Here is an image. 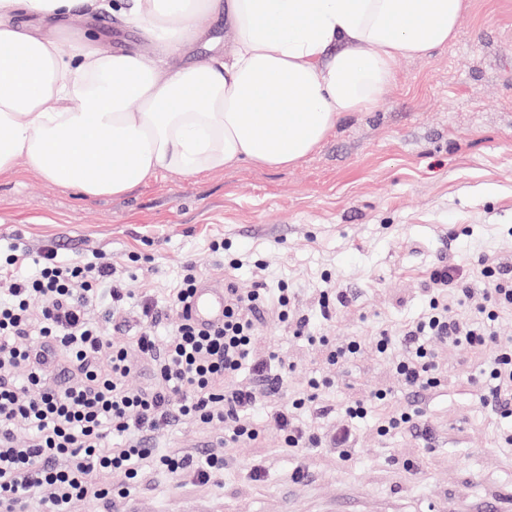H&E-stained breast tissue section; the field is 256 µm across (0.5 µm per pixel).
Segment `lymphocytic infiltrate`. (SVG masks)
I'll use <instances>...</instances> for the list:
<instances>
[{"instance_id":"lymphocytic-infiltrate-1","label":"lymphocytic infiltrate","mask_w":512,"mask_h":512,"mask_svg":"<svg viewBox=\"0 0 512 512\" xmlns=\"http://www.w3.org/2000/svg\"><path fill=\"white\" fill-rule=\"evenodd\" d=\"M26 258V250L15 246L0 264V512L123 498L147 469L214 482L224 472L223 455L168 451L157 437L173 424L192 422L223 424L228 447L257 440L250 414L287 370L282 356L253 355L263 310L275 311L293 335L322 347L328 365L345 366L364 347L357 336L340 342L312 336L308 318L285 288L270 296L260 286L243 292L227 284L223 325L198 327L187 314L198 284L191 266L169 296L179 322L165 343L155 338L163 309L151 301L140 305L134 332L116 338L112 332L126 313V292L110 261L100 255L63 263L48 250L37 256L33 272L15 274ZM479 274L485 288L476 304L473 289L454 265L434 270L422 316L402 331L407 347L394 364L395 374L406 393L418 397L441 386L437 345L483 352L486 359L474 383L485 390L494 415L512 422V337L497 333L500 321L512 313V274L486 259ZM452 301L469 307V317H449ZM136 355L150 365L153 380L132 392L125 381ZM246 366L254 381L243 387L238 377ZM321 387V380H310L308 392L271 412L285 448L326 442L347 456L357 422L370 416L383 436L430 433L418 409L394 405L385 392L345 402L336 428L315 432L298 412L312 407ZM20 426L29 432L27 441L14 434ZM115 474L125 479L116 488L110 483Z\"/></svg>"}]
</instances>
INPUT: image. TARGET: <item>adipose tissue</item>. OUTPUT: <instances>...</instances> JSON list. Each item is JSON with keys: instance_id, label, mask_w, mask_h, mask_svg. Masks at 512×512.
<instances>
[{"instance_id": "adipose-tissue-1", "label": "adipose tissue", "mask_w": 512, "mask_h": 512, "mask_svg": "<svg viewBox=\"0 0 512 512\" xmlns=\"http://www.w3.org/2000/svg\"><path fill=\"white\" fill-rule=\"evenodd\" d=\"M465 0H0V179L33 171L88 198L161 172L287 168L378 104L399 58L455 38ZM109 14L153 55L113 51ZM223 14L233 38L174 55ZM28 24H20L19 16Z\"/></svg>"}]
</instances>
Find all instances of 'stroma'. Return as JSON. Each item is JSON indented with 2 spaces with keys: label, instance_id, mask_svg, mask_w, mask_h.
<instances>
[{
  "label": "stroma",
  "instance_id": "obj_1",
  "mask_svg": "<svg viewBox=\"0 0 512 512\" xmlns=\"http://www.w3.org/2000/svg\"><path fill=\"white\" fill-rule=\"evenodd\" d=\"M466 4L452 43L399 59L377 107L347 115L296 165L164 172L100 198L33 173L4 179L0 251L20 243L55 250L65 263L103 253L133 299L161 304L189 264L202 282L285 284L317 335L338 341L416 319L440 261L470 281L482 255L512 272V0ZM331 285L343 301L325 323L318 300ZM273 351L290 368L280 393L253 413L264 439L225 449L219 484L155 473L127 497L71 512H332L343 495L360 512H426L431 502L466 512L478 498L512 495V449L496 447L500 424L472 389L481 356L440 347L446 383L419 403L431 440L382 437L369 420L344 460L331 448L289 455L268 416L315 377L329 384L304 419L321 430L336 425L343 403L378 390L409 403L389 358L368 348L349 367L328 365L320 348L268 313L256 352ZM223 434L219 424H180L162 440L191 454L217 447ZM298 466L307 474L300 483Z\"/></svg>",
  "mask_w": 512,
  "mask_h": 512
}]
</instances>
